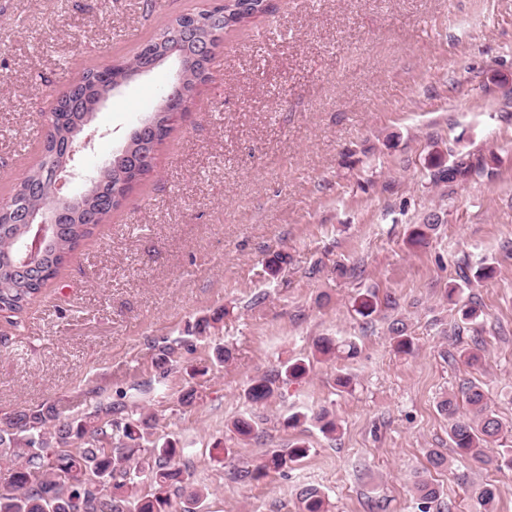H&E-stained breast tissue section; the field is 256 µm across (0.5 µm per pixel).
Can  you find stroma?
<instances>
[{"mask_svg":"<svg viewBox=\"0 0 512 512\" xmlns=\"http://www.w3.org/2000/svg\"><path fill=\"white\" fill-rule=\"evenodd\" d=\"M215 0H0V200L40 156L39 114L88 68L133 56L175 17ZM267 14L228 30L218 63L156 152L153 170L83 241L25 311L0 316V423L55 404L86 412L91 390L110 400L153 379L157 345L210 319L164 388L140 399L158 438L192 449L202 512H300L298 490L317 486L331 512H419L412 489L439 486L441 512H477L497 489L512 512V473L451 456L439 402L482 387L506 426L496 458L512 450V0H269ZM165 65L111 95L76 153L92 171L161 104ZM483 162L482 176L433 184L428 166ZM438 213L427 245L412 225ZM290 262L269 276L265 259ZM490 266L464 298L483 316L463 327L446 292L460 264ZM347 275H339L336 265ZM396 298L371 318L367 292ZM404 320L414 355L393 350ZM320 336L357 342L352 360L314 361L280 398L255 407L249 380L311 358ZM480 346L472 366L460 350ZM228 347V363L214 361ZM206 375H187L188 367ZM353 378L340 391L338 374ZM195 389L194 405L182 403ZM339 425H281L319 410ZM255 435L238 440L237 417ZM304 440L309 457L259 482L232 466ZM231 449L224 462L214 447Z\"/></svg>","mask_w":512,"mask_h":512,"instance_id":"stroma-1","label":"stroma"}]
</instances>
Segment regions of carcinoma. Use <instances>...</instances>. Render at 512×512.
<instances>
[{
  "instance_id": "carcinoma-1",
  "label": "carcinoma",
  "mask_w": 512,
  "mask_h": 512,
  "mask_svg": "<svg viewBox=\"0 0 512 512\" xmlns=\"http://www.w3.org/2000/svg\"><path fill=\"white\" fill-rule=\"evenodd\" d=\"M265 0H226L210 10L186 13L168 25L191 28L204 22L221 42L224 33L237 25L267 13ZM193 51V42L183 39H161L156 36L144 43L135 56L102 68L88 69L82 78L57 95L46 119L42 150L37 163L13 188L8 199L0 204V311H23L56 278L65 262L80 243L105 222L112 210L121 206L134 186L153 169L155 153L173 130L175 115L185 111L196 88L209 77L214 57L206 64L194 63L181 70L180 80L186 96L168 99V112L148 144L140 145L142 137L134 130L130 137L129 163H106L91 175V183L101 190L88 211L95 215L70 218L47 249L38 276L26 278L8 265L22 248L25 234L15 224L18 215L41 212L50 205L48 192L32 189L34 185L49 186L55 170L67 159L70 148L80 141V134L95 113L101 97L97 89L122 82L138 71L155 66L159 59L173 60ZM482 163H459L447 166L440 161L429 169L431 182L438 185L459 176L482 174ZM439 217L431 214L421 224L413 225L409 244L427 242L438 226ZM379 298L371 292L356 299L354 310L364 318L377 313ZM209 327L206 319L188 327L187 335L160 350L153 367L158 377L169 375L179 350L190 346V337ZM397 353L411 355L414 338L401 320L389 326ZM359 347L352 340L324 336L314 343V355L326 358L354 359ZM311 361L289 360L266 374L250 379L244 390L245 399L253 406L265 405L291 384L302 381L309 373ZM462 397H446L439 403L441 413L452 420L449 440L454 452L483 464L496 463L501 470L512 471V456L494 460L485 449L504 434L502 422L489 410L485 394L477 385L461 389ZM465 403L466 409L460 408ZM153 418L128 411L124 402H111L102 394L90 411L77 417H64L53 404L21 412L0 426V449L11 462L7 484L0 488V512H199L204 492L197 490L186 496L190 472L188 449L171 440L158 445L153 440ZM310 448L296 441L287 453L271 451L254 466L236 467L235 480L242 484L258 482L271 472H279L307 458ZM415 490L422 501L421 512H430V504L440 497V489L420 479ZM179 499L174 508L173 499ZM302 512H328L325 494L317 487L299 490Z\"/></svg>"
}]
</instances>
